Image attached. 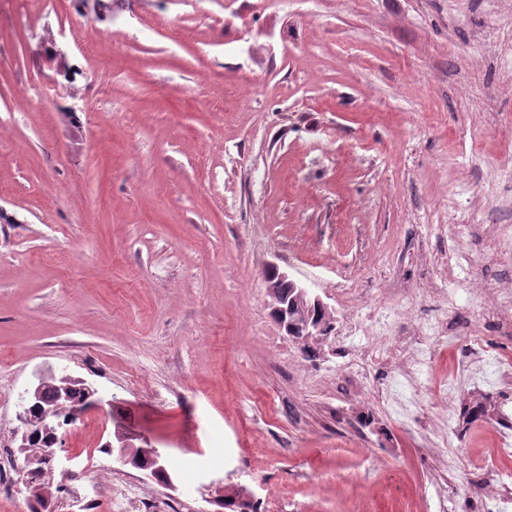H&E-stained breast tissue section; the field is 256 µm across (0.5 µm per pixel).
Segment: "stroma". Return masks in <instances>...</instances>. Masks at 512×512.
Returning <instances> with one entry per match:
<instances>
[{
	"label": "stroma",
	"mask_w": 512,
	"mask_h": 512,
	"mask_svg": "<svg viewBox=\"0 0 512 512\" xmlns=\"http://www.w3.org/2000/svg\"><path fill=\"white\" fill-rule=\"evenodd\" d=\"M107 34L85 52L72 15ZM36 80L62 100L12 111ZM512 0H0V359L18 390L66 370L99 408L58 431L106 454L164 449L173 512L244 484L279 512H512L475 494L512 389L440 396L468 344L436 349L416 402L394 361L347 387L335 343L272 317L269 265L320 295L336 334L379 305L392 335L445 289L512 275ZM211 467L188 490L190 465Z\"/></svg>",
	"instance_id": "stroma-1"
}]
</instances>
